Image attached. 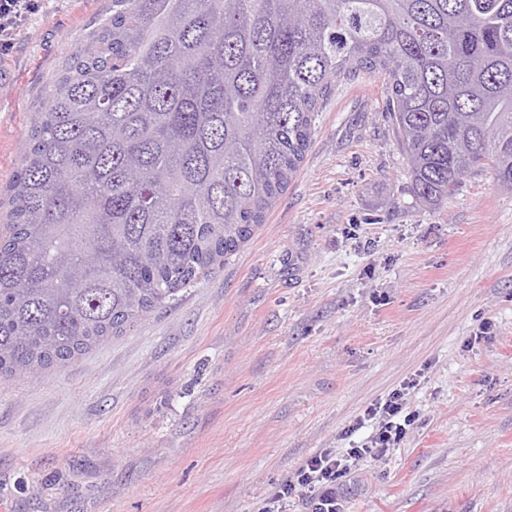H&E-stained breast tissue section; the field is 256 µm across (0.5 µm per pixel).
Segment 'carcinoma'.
<instances>
[{
    "label": "carcinoma",
    "instance_id": "obj_1",
    "mask_svg": "<svg viewBox=\"0 0 512 512\" xmlns=\"http://www.w3.org/2000/svg\"><path fill=\"white\" fill-rule=\"evenodd\" d=\"M387 78L415 203L512 193V0H112L46 93L0 230V378L114 336L236 252L332 83Z\"/></svg>",
    "mask_w": 512,
    "mask_h": 512
}]
</instances>
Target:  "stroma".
Listing matches in <instances>:
<instances>
[{
  "label": "stroma",
  "instance_id": "35a3bbf8",
  "mask_svg": "<svg viewBox=\"0 0 512 512\" xmlns=\"http://www.w3.org/2000/svg\"><path fill=\"white\" fill-rule=\"evenodd\" d=\"M111 0H41L0 57V191ZM305 162L238 251L65 365L0 381V512H258L324 448L342 512H512V195L416 205L382 78L333 87ZM487 338L478 339L481 325ZM403 386L392 393L389 399L378 405H372V408L367 410L369 419L376 420L375 432L362 446L347 449V456L350 459L383 458L399 444L408 427L414 424L415 414L406 411L405 396L407 390L415 387V383L409 382Z\"/></svg>",
  "mask_w": 512,
  "mask_h": 512
}]
</instances>
